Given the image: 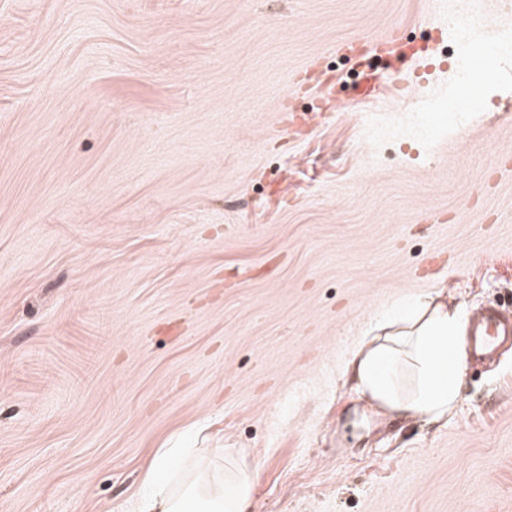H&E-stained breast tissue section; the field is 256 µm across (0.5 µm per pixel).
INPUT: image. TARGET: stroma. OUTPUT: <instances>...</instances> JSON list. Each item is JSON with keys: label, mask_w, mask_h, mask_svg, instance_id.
<instances>
[{"label": "stroma", "mask_w": 512, "mask_h": 512, "mask_svg": "<svg viewBox=\"0 0 512 512\" xmlns=\"http://www.w3.org/2000/svg\"><path fill=\"white\" fill-rule=\"evenodd\" d=\"M503 0H0V512H132L160 448H235L252 512H512V341L446 421L342 367L447 289L512 313V70L361 95L336 43Z\"/></svg>", "instance_id": "stroma-1"}]
</instances>
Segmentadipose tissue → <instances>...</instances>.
Listing matches in <instances>:
<instances>
[{
	"instance_id": "adipose-tissue-1",
	"label": "adipose tissue",
	"mask_w": 512,
	"mask_h": 512,
	"mask_svg": "<svg viewBox=\"0 0 512 512\" xmlns=\"http://www.w3.org/2000/svg\"><path fill=\"white\" fill-rule=\"evenodd\" d=\"M464 309L437 291L398 319L378 320L348 360L355 391L394 418L437 422L460 398L467 364ZM255 466L223 448L158 449L135 512H250Z\"/></svg>"
}]
</instances>
